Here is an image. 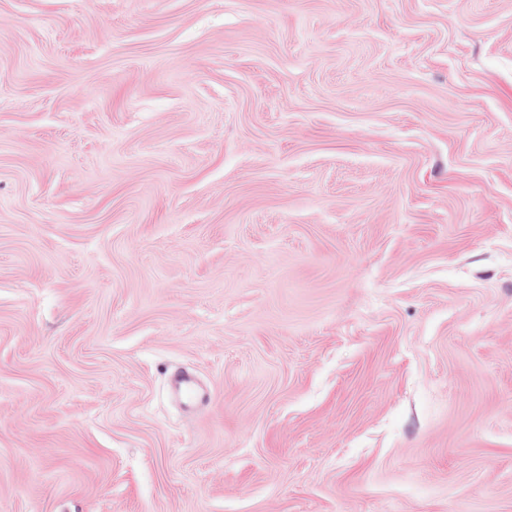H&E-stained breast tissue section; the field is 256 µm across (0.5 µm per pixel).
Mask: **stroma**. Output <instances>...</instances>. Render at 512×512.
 <instances>
[{
    "label": "stroma",
    "instance_id": "obj_1",
    "mask_svg": "<svg viewBox=\"0 0 512 512\" xmlns=\"http://www.w3.org/2000/svg\"><path fill=\"white\" fill-rule=\"evenodd\" d=\"M0 512H512V0H0ZM171 384L179 399L189 407L203 409L212 401L211 391L202 389L189 371L176 370Z\"/></svg>",
    "mask_w": 512,
    "mask_h": 512
}]
</instances>
